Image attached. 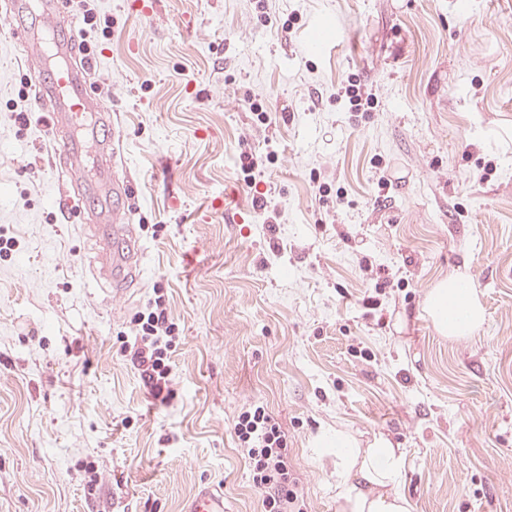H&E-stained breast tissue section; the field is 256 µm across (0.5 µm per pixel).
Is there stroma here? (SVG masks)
I'll return each instance as SVG.
<instances>
[{
  "mask_svg": "<svg viewBox=\"0 0 512 512\" xmlns=\"http://www.w3.org/2000/svg\"><path fill=\"white\" fill-rule=\"evenodd\" d=\"M97 6L112 35L92 91L142 247L118 303L95 236L53 203V141L18 96L32 70L0 0V233L18 242L0 259V512H181L202 482L227 512H264L233 432L255 404L288 436L307 512L339 510L318 446L338 428L400 448L412 512H512V0ZM352 78L375 95L362 119L336 96ZM459 271L486 320L448 339L423 301ZM157 286L179 326L168 405L115 345Z\"/></svg>",
  "mask_w": 512,
  "mask_h": 512,
  "instance_id": "obj_1",
  "label": "stroma"
}]
</instances>
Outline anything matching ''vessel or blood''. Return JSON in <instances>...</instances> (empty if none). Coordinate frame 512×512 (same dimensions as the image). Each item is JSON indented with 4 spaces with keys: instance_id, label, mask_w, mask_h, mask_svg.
Segmentation results:
<instances>
[{
    "instance_id": "b4317fda",
    "label": "vessel or blood",
    "mask_w": 512,
    "mask_h": 512,
    "mask_svg": "<svg viewBox=\"0 0 512 512\" xmlns=\"http://www.w3.org/2000/svg\"><path fill=\"white\" fill-rule=\"evenodd\" d=\"M16 39L39 52L32 95L34 107L49 113L55 160L70 181L57 196L66 217L82 214L98 239L97 276L120 286L126 271L140 257L132 228L125 222L132 185L116 164V123L91 92L90 69L77 60L75 23L67 0H12ZM95 207H87L88 198ZM126 243L113 252V239ZM182 512H224V494L210 484H201L186 500Z\"/></svg>"
}]
</instances>
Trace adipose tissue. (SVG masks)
<instances>
[{
    "label": "adipose tissue",
    "mask_w": 512,
    "mask_h": 512,
    "mask_svg": "<svg viewBox=\"0 0 512 512\" xmlns=\"http://www.w3.org/2000/svg\"><path fill=\"white\" fill-rule=\"evenodd\" d=\"M424 310L437 333L448 338L473 336L486 319L471 278L460 272L428 290ZM321 445L341 469L336 483L339 512H412L399 489L402 454L388 438L377 437L362 448L351 433L339 430L323 437Z\"/></svg>",
    "instance_id": "adipose-tissue-1"
}]
</instances>
